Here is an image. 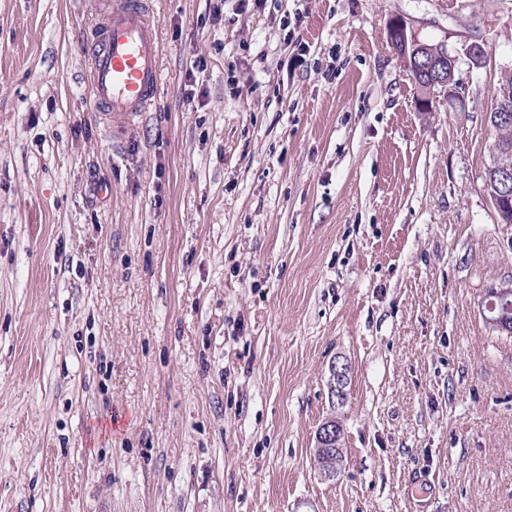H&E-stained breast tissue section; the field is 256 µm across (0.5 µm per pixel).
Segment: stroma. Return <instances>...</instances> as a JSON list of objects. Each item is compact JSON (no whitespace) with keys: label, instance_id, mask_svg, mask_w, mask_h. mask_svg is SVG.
I'll return each mask as SVG.
<instances>
[{"label":"stroma","instance_id":"35a3bbf8","mask_svg":"<svg viewBox=\"0 0 512 512\" xmlns=\"http://www.w3.org/2000/svg\"><path fill=\"white\" fill-rule=\"evenodd\" d=\"M99 14L0 0V512H512V334L482 314L512 0H153L123 137L88 104ZM395 17L483 45L465 109L420 111ZM349 365L340 359H333L329 365L328 387L332 402L344 404L348 398ZM342 435V427L334 418L326 419L316 431L317 449L315 461L320 465L323 471L332 469L336 466V460L333 456L324 455L322 452H329L330 454L336 449H340V439Z\"/></svg>","mask_w":512,"mask_h":512}]
</instances>
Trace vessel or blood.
I'll use <instances>...</instances> for the list:
<instances>
[{"label":"vessel or blood","mask_w":512,"mask_h":512,"mask_svg":"<svg viewBox=\"0 0 512 512\" xmlns=\"http://www.w3.org/2000/svg\"><path fill=\"white\" fill-rule=\"evenodd\" d=\"M86 43L90 95L110 131L128 132L151 105L161 79L159 39L148 0H102Z\"/></svg>","instance_id":"1"}]
</instances>
